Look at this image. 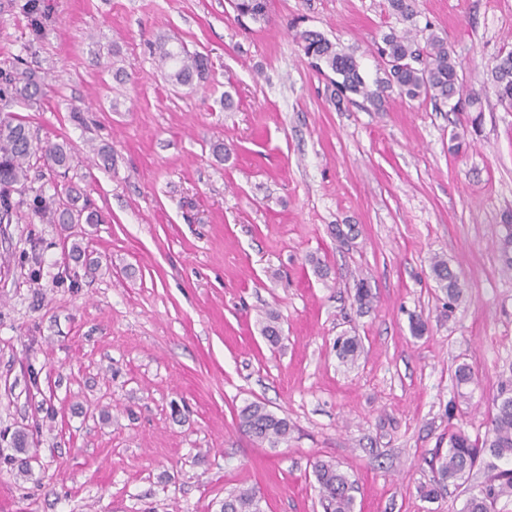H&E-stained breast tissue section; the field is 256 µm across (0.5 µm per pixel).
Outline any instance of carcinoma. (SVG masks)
<instances>
[{
    "mask_svg": "<svg viewBox=\"0 0 512 512\" xmlns=\"http://www.w3.org/2000/svg\"><path fill=\"white\" fill-rule=\"evenodd\" d=\"M414 0H388L393 15L405 22L413 21ZM236 16L248 17L255 22L267 19V0H231ZM305 57L316 71L325 76L337 90L345 95L362 98L374 108H380L384 94L396 92L400 98L414 101L428 100L436 105L456 99L452 109L462 104L464 89L460 84L456 64L448 42L435 32H430L419 44L409 31L395 30L384 34L377 53L384 63V77L368 83L360 72L357 60L342 52L322 33L302 30L295 33ZM154 54L175 85L190 86L193 81L205 78L207 58L191 52L183 44L172 45L163 38L155 43ZM498 100L512 106V51L498 58L490 71ZM14 95L27 101L41 95V85L33 76L25 78L23 85L5 80L0 86V97ZM40 158L54 169L69 171L73 161V148L66 142L38 141L29 127L21 121L0 120V210L7 213L12 207L11 192L22 188L28 181L30 161ZM65 200L51 210L42 206L43 213L59 224H99L102 215L83 199L81 189L75 184L62 187ZM433 277L448 295V306L459 302L462 288L448 262L435 259L431 264ZM262 334L267 341L278 344L281 327L274 313L266 314L262 321ZM336 353L344 362H353L360 353L356 338L340 336L336 339ZM494 413L482 439H471L462 430L449 435L448 448L436 449L431 458L432 482L421 487L427 498H436L469 477L471 471L489 455L507 463L497 469L486 482L470 494L464 512H493V506L502 497H512V375L501 381L500 390L493 402ZM239 427L249 436L272 447L288 440L290 425L286 418L278 417L260 402L245 405L239 413ZM313 472L319 489L323 512H354L355 483L337 465L317 461ZM256 492L242 488L225 498L226 512H254Z\"/></svg>",
    "mask_w": 512,
    "mask_h": 512,
    "instance_id": "cac0c4a2",
    "label": "carcinoma"
}]
</instances>
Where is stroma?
I'll use <instances>...</instances> for the list:
<instances>
[{"label": "stroma", "instance_id": "stroma-1", "mask_svg": "<svg viewBox=\"0 0 512 512\" xmlns=\"http://www.w3.org/2000/svg\"><path fill=\"white\" fill-rule=\"evenodd\" d=\"M28 3L0 0V72L44 94L0 100V119L76 160L64 176L32 161L0 224V512H219L240 488L263 512H323L318 460L356 479L354 512H462L493 468L434 500L419 488L451 431L484 434L512 372V108L490 83L512 0H415L475 100L456 112L337 98L294 38L323 33L375 81L376 42L403 28L387 0H268L265 23L228 0ZM161 37L206 55V79L169 82ZM67 180L103 223L42 217L35 197ZM437 257L462 285L452 311ZM253 401L287 418V442L239 428Z\"/></svg>", "mask_w": 512, "mask_h": 512}]
</instances>
